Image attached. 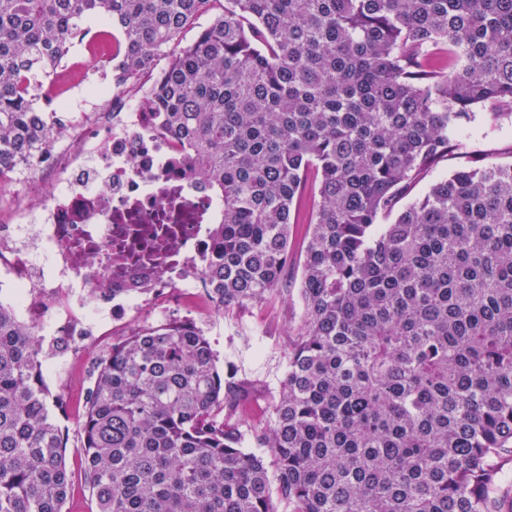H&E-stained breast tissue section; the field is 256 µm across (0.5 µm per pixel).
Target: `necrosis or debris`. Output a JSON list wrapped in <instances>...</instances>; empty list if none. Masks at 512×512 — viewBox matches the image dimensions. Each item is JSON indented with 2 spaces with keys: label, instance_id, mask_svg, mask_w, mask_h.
<instances>
[{
  "label": "necrosis or debris",
  "instance_id": "obj_1",
  "mask_svg": "<svg viewBox=\"0 0 512 512\" xmlns=\"http://www.w3.org/2000/svg\"><path fill=\"white\" fill-rule=\"evenodd\" d=\"M163 75L100 84L103 129L54 125L47 157L36 156L0 184V271L35 340L98 336L133 313L164 315L172 291L206 295L209 227L219 208L204 185L172 169L175 141L143 108ZM51 170L46 186L33 172Z\"/></svg>",
  "mask_w": 512,
  "mask_h": 512
}]
</instances>
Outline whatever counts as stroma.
Returning <instances> with one entry per match:
<instances>
[{
	"mask_svg": "<svg viewBox=\"0 0 512 512\" xmlns=\"http://www.w3.org/2000/svg\"><path fill=\"white\" fill-rule=\"evenodd\" d=\"M474 127L477 134L466 139L464 150L451 152L424 170L407 190L405 202L422 198L432 183L472 161L512 162V122L505 120L492 127L485 116L480 115ZM305 232V225H293L287 284L263 304L224 313L214 310L211 304L186 298L183 294L176 292L172 295L174 314L193 318L204 328L217 355L219 369L233 370L244 381L249 393L248 421L254 425L268 422V413L288 371L289 345L304 317L300 277ZM157 321L155 314L137 313L130 318L127 328L90 337L92 357L76 355L55 369L45 371V382L55 403V417L68 448H75L79 440V422L85 411L86 392L98 357L106 354L113 343L124 339L128 329Z\"/></svg>",
	"mask_w": 512,
	"mask_h": 512,
	"instance_id": "1",
	"label": "stroma"
}]
</instances>
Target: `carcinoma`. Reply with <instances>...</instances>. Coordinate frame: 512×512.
Segmentation results:
<instances>
[{
  "label": "carcinoma",
  "instance_id": "cac0c4a2",
  "mask_svg": "<svg viewBox=\"0 0 512 512\" xmlns=\"http://www.w3.org/2000/svg\"><path fill=\"white\" fill-rule=\"evenodd\" d=\"M213 0H0V171L50 151L39 90L95 17L133 81ZM512 120V0H224L145 109L222 200L215 308L282 287L315 171L305 316L266 427L204 330L133 329L96 366L75 461L94 512H501L512 465V163L391 214L476 120ZM37 344L0 304V512H63L66 441ZM229 407L232 413L224 414ZM275 469L246 453L247 435Z\"/></svg>",
  "mask_w": 512,
  "mask_h": 512
}]
</instances>
